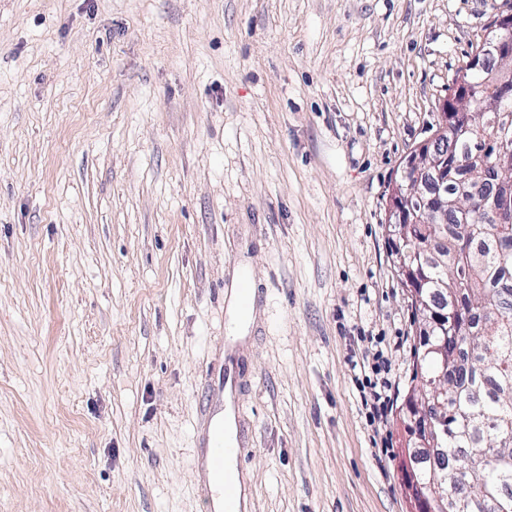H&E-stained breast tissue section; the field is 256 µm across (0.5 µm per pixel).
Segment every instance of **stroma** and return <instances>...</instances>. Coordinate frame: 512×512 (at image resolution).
<instances>
[{
  "instance_id": "35a3bbf8",
  "label": "stroma",
  "mask_w": 512,
  "mask_h": 512,
  "mask_svg": "<svg viewBox=\"0 0 512 512\" xmlns=\"http://www.w3.org/2000/svg\"><path fill=\"white\" fill-rule=\"evenodd\" d=\"M512 0H0V512H207L213 369L250 512H416L392 190ZM255 314L227 346V292ZM380 336L391 401L352 378Z\"/></svg>"
}]
</instances>
